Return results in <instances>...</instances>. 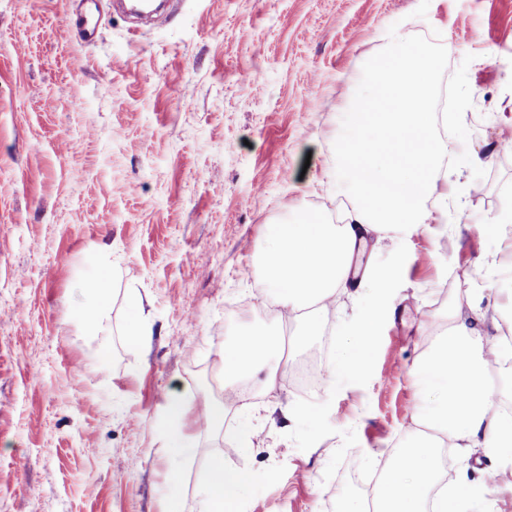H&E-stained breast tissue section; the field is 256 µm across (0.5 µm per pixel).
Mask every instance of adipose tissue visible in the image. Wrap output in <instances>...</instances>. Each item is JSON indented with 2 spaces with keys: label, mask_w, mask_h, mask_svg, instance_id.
I'll list each match as a JSON object with an SVG mask.
<instances>
[{
  "label": "adipose tissue",
  "mask_w": 512,
  "mask_h": 512,
  "mask_svg": "<svg viewBox=\"0 0 512 512\" xmlns=\"http://www.w3.org/2000/svg\"><path fill=\"white\" fill-rule=\"evenodd\" d=\"M433 66L417 45L400 44L372 63L352 103L340 114L336 145L341 177L356 195L345 224L302 216L293 224L274 225L260 250L262 274L255 288L275 293L279 320L297 324L296 342L318 335L320 319L348 284L357 243L371 232L405 231L422 223L426 202L435 195L450 143L435 134L429 104ZM276 340L259 329L226 345L222 354L224 392L240 400L238 385L262 376L274 387L280 355ZM512 360V346L491 340L456 313L412 373L419 386L435 392L433 407L419 415L427 436L399 449L381 473L371 498L336 493L338 512H448V491L440 486L433 443L445 438L462 450L483 447L512 456V417L491 400L497 386L488 375L489 360ZM223 402L210 399L188 406L185 396L171 397L158 424L164 448L175 458L191 453L184 427L188 419L214 429L224 421ZM251 477L214 457L199 481L198 512H232L251 488Z\"/></svg>",
  "instance_id": "ef3b65f1"
}]
</instances>
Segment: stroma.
<instances>
[{"label":"stroma","instance_id":"35a3bbf8","mask_svg":"<svg viewBox=\"0 0 512 512\" xmlns=\"http://www.w3.org/2000/svg\"><path fill=\"white\" fill-rule=\"evenodd\" d=\"M71 0H0V512H184L214 456L252 473L235 512H336L407 445L431 393L410 370L456 306L481 335L512 324V0H179L168 24L131 29L101 4L95 41ZM424 47L436 132L452 142L448 200L424 224L368 237L362 269L320 320L318 391L288 372L248 395L250 428L189 426L171 461L157 424L185 390L220 398L227 337L277 332L257 255L300 213L339 224L338 110L397 42ZM466 220H459V213ZM105 281L101 328L79 318ZM149 345L125 336L131 300ZM380 313L359 376L330 380L358 314ZM291 419H284V412ZM497 472L494 485L483 474ZM476 512H512V465L448 451L443 474Z\"/></svg>","mask_w":512,"mask_h":512}]
</instances>
